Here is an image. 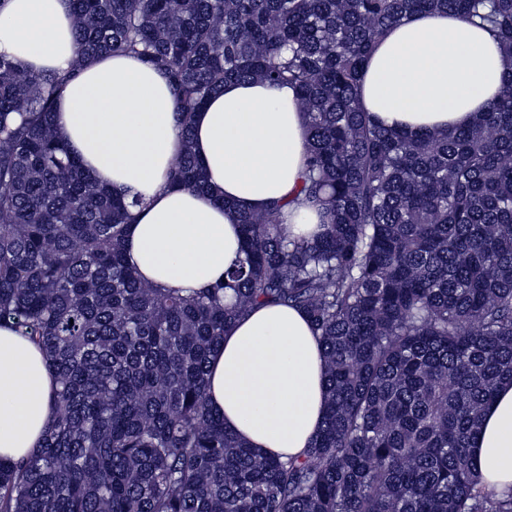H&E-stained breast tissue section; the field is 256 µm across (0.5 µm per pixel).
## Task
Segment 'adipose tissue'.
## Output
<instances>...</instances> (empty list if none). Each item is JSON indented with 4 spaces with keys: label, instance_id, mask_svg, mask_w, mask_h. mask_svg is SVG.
I'll return each mask as SVG.
<instances>
[{
    "label": "adipose tissue",
    "instance_id": "adipose-tissue-1",
    "mask_svg": "<svg viewBox=\"0 0 512 512\" xmlns=\"http://www.w3.org/2000/svg\"><path fill=\"white\" fill-rule=\"evenodd\" d=\"M0 52L32 70H62L74 57L68 0H5ZM512 59L494 32L442 12L408 15L378 42L361 102L385 127L408 133L465 127L495 99ZM166 78L132 55L83 66L55 107L56 133L101 186L140 197L128 254L141 278L190 294L223 281L240 251L236 216L293 198L306 134L296 92L256 80L225 83L195 112L193 146L208 187L171 186L181 146ZM209 399L248 446L295 455L325 410L324 350L307 315L265 305L239 320L208 363ZM54 373L13 327L0 326V458L19 461L54 417ZM483 484H512V385L503 384L472 440Z\"/></svg>",
    "mask_w": 512,
    "mask_h": 512
}]
</instances>
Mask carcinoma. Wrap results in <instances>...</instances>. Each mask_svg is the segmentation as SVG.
<instances>
[{"label":"carcinoma","mask_w":512,"mask_h":512,"mask_svg":"<svg viewBox=\"0 0 512 512\" xmlns=\"http://www.w3.org/2000/svg\"><path fill=\"white\" fill-rule=\"evenodd\" d=\"M76 57L34 72L0 53V323L57 379L43 442L0 460V512H512L470 454L512 382V75L471 126L401 133L360 103L377 42L416 12L491 28L512 0H71ZM134 54L168 79L173 186L202 189L193 115L230 80L297 89L306 169L291 200L239 216L242 255L191 296L141 280L113 197L60 143L83 63ZM317 211L313 238L283 210ZM264 304L303 310L325 352L322 425L263 454L210 406L207 364Z\"/></svg>","instance_id":"cac0c4a2"}]
</instances>
